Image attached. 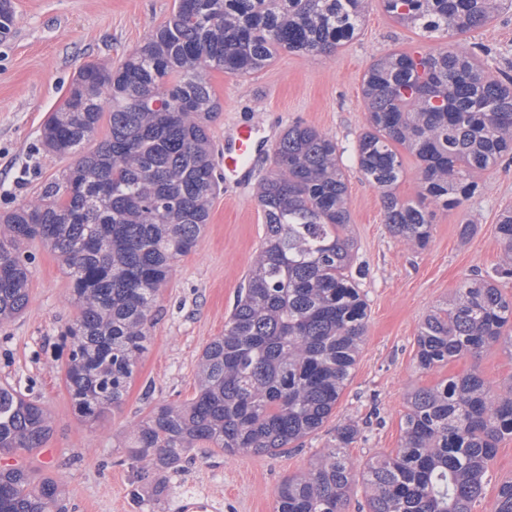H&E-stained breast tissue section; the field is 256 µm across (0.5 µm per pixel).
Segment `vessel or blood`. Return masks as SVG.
Segmentation results:
<instances>
[{
    "instance_id": "vessel-or-blood-1",
    "label": "vessel or blood",
    "mask_w": 512,
    "mask_h": 512,
    "mask_svg": "<svg viewBox=\"0 0 512 512\" xmlns=\"http://www.w3.org/2000/svg\"><path fill=\"white\" fill-rule=\"evenodd\" d=\"M272 141L262 136L250 123H240L224 133V144L218 154V164L229 183L244 181L257 156L269 154Z\"/></svg>"
}]
</instances>
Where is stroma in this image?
Instances as JSON below:
<instances>
[{
	"instance_id": "obj_1",
	"label": "stroma",
	"mask_w": 512,
	"mask_h": 512,
	"mask_svg": "<svg viewBox=\"0 0 512 512\" xmlns=\"http://www.w3.org/2000/svg\"><path fill=\"white\" fill-rule=\"evenodd\" d=\"M14 26L0 40V214L38 196L71 160L45 152L43 124L59 110L79 70L89 63H119L149 30L165 22L173 0H12ZM434 40L402 27L370 0L359 35L327 56L285 51L259 72L239 77L213 72L222 109L209 126L213 145L225 125L250 121L279 138L301 121L333 138L347 185L355 263L369 305L364 344L336 408L302 447L281 454L232 456L196 449L178 469L141 478L123 446L131 424L152 406L191 398L205 346L224 332L251 261L265 234L256 188L270 161H255L246 184L223 185L204 232L175 264L154 308V325L120 408L99 425L72 414L64 362L55 355L59 333L73 319L69 279L61 260L37 243L30 256V300L0 325V383L20 388L54 418L47 452L27 466L60 480L65 512H182L192 497L221 501V512H274L277 489L330 443L337 426L360 429L350 453L360 459L388 453L400 443V419L410 385L479 370L491 385L512 377V354L492 347L479 358L452 360L421 373L415 337L433 306L450 299L466 279L493 273L502 255L500 212L512 207V159L481 173V195L437 212L423 250L399 243L387 230L379 190L359 171L354 148L367 127L362 80L372 61L400 50L429 49ZM512 480V438L503 439L488 464L487 512L500 485Z\"/></svg>"
}]
</instances>
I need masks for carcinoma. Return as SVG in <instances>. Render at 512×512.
I'll use <instances>...</instances> for the list:
<instances>
[{
    "mask_svg": "<svg viewBox=\"0 0 512 512\" xmlns=\"http://www.w3.org/2000/svg\"><path fill=\"white\" fill-rule=\"evenodd\" d=\"M367 0H174L169 19L115 67L88 64L41 132L48 153L72 157L38 197L0 215V325L29 302L38 242L70 278L76 309L64 336V382L77 420L105 421L120 406L148 343L153 309L174 263L208 223L224 177L209 124L221 104L209 74L246 77L281 50L330 55L352 40ZM399 24L444 45L390 52L362 81L368 127L355 157L382 193L389 233L424 249L435 210L481 191L476 174L512 155V72L480 57L499 51L464 35L512 0H380ZM13 25L0 0V38ZM108 132L94 148L102 123ZM422 175L415 201L396 188L402 153ZM256 199L266 232L224 334L203 349L192 398L153 408L130 431L129 459L176 469L198 448L281 453L330 418L357 364L369 318L354 268L347 187L336 141L295 122L271 149ZM495 275L470 278L426 315L416 338L423 372L498 345L512 354V208L497 224ZM395 452L365 462L347 453L353 421L279 486L274 512H343L360 479L369 512H474L499 442L512 436V378L495 388L473 370L406 396ZM53 417L0 385V458L39 452ZM62 485L23 465L0 466V512H62ZM490 512H512V481Z\"/></svg>",
    "mask_w": 512,
    "mask_h": 512,
    "instance_id": "obj_1",
    "label": "carcinoma"
}]
</instances>
